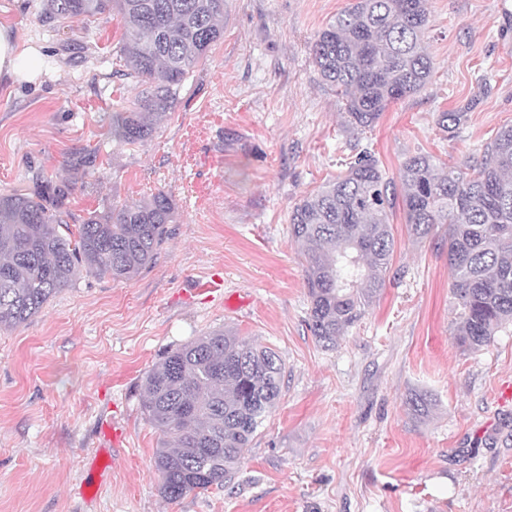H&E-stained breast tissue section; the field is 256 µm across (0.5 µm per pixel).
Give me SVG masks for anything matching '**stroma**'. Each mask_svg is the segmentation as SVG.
Segmentation results:
<instances>
[{
	"instance_id": "obj_1",
	"label": "stroma",
	"mask_w": 512,
	"mask_h": 512,
	"mask_svg": "<svg viewBox=\"0 0 512 512\" xmlns=\"http://www.w3.org/2000/svg\"><path fill=\"white\" fill-rule=\"evenodd\" d=\"M350 0H227L224 35L144 142L113 141V112L143 85L126 77L118 18L44 17V0H0V23L43 55L37 84L0 83V194L37 173L73 179L69 224L171 196L154 262L128 281L80 274L26 323L0 331V512H512V326L470 352L454 338L447 242L397 241L379 301L335 348L307 328L302 258L288 235L305 194L372 149L388 176L422 152L479 165L512 124V0H427L436 69L373 131L343 126V102L312 42ZM460 112L455 135L440 112ZM95 152L76 176L73 151ZM222 290L205 291L211 281ZM275 349L278 407L221 488L176 502L158 492L160 434L146 372L222 327ZM430 392V419L409 414ZM126 433L100 489H85L102 426Z\"/></svg>"
}]
</instances>
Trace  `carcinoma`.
I'll use <instances>...</instances> for the list:
<instances>
[{
    "instance_id": "cac0c4a2",
    "label": "carcinoma",
    "mask_w": 512,
    "mask_h": 512,
    "mask_svg": "<svg viewBox=\"0 0 512 512\" xmlns=\"http://www.w3.org/2000/svg\"><path fill=\"white\" fill-rule=\"evenodd\" d=\"M225 0H46L45 18L120 17L127 76L146 85L133 107L112 113V138L135 144L171 110L198 59L224 34ZM426 0H353L321 30L312 64L336 88L346 128L373 130L389 106L420 92L434 66L425 35ZM464 113H439L453 136ZM96 156L76 151L74 172ZM70 180L40 177L31 189L0 194V329L38 314L77 275L130 280L151 265L173 222L162 190L147 200L92 212L68 226ZM402 204L410 238L448 235L456 336L467 351L489 346L512 325V125L496 133L480 165L468 172L427 153L407 157L390 178L365 148L336 179L292 208L288 233L304 261L308 327L325 348L357 323L386 288L396 247L390 217ZM284 365L271 347L230 327L175 349L146 372L144 410L162 433L154 458L158 491L175 502L231 479L258 429L277 406ZM412 415L429 416L435 400L414 391Z\"/></svg>"
}]
</instances>
